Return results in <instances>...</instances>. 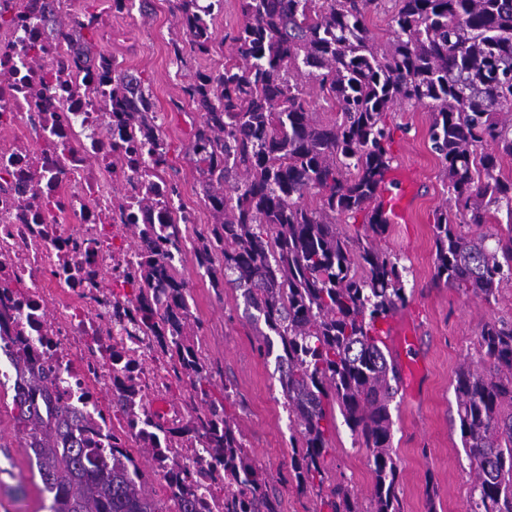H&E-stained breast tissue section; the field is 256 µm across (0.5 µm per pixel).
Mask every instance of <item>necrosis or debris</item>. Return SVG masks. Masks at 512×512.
Here are the masks:
<instances>
[{
	"instance_id": "4bbe7bcc",
	"label": "necrosis or debris",
	"mask_w": 512,
	"mask_h": 512,
	"mask_svg": "<svg viewBox=\"0 0 512 512\" xmlns=\"http://www.w3.org/2000/svg\"><path fill=\"white\" fill-rule=\"evenodd\" d=\"M68 3L0 0V361L36 340L53 400L90 415L102 444L137 448L141 432L114 399L131 384L152 410L177 381L155 339L131 322L129 278L141 255L124 232L147 190L158 201L153 220L191 224L195 213L172 195L151 145L114 143L109 84L52 28ZM193 417L173 404L176 432L164 445L199 476L213 462L185 429Z\"/></svg>"
}]
</instances>
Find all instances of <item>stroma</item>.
Returning a JSON list of instances; mask_svg holds the SVG:
<instances>
[{"mask_svg":"<svg viewBox=\"0 0 512 512\" xmlns=\"http://www.w3.org/2000/svg\"><path fill=\"white\" fill-rule=\"evenodd\" d=\"M150 17L139 11L118 16L126 41L109 50L124 58L131 72L142 75L157 120L167 133L168 166L165 175L176 185L180 199L198 212L196 224L183 230L178 269L188 283L194 320L202 327L193 338L210 369L211 392L226 396V413L241 427L245 446L263 470L270 494L281 502V512H319L315 493H303L290 475V424L279 383L275 356H260L254 330L240 291L225 285L224 271L199 268L194 253L195 232L211 222L210 210L196 183L190 160L192 133L201 116L182 89L198 71L222 68L229 53L228 37L242 22L237 0H224L211 19L214 44L210 55L176 59L169 43L180 29L173 0H150ZM393 132L391 170L410 171L412 221L388 225L379 248L397 257L405 267L406 306L394 321L415 329L411 354L426 369L418 387L399 381L390 404L392 446L399 472L401 512H464L470 494V466L456 414L453 381L459 366L479 362V333L487 320L512 322V281L503 283L495 301L483 303L435 278L434 214L448 193L441 179V161L428 141L430 111L425 106H395L387 115ZM12 394L0 389V512H46L50 496L30 481L28 449L13 430ZM330 474L354 489L361 508L370 506L374 483L371 452L344 421H337L325 458Z\"/></svg>","mask_w":512,"mask_h":512,"instance_id":"stroma-1","label":"stroma"}]
</instances>
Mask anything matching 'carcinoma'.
Wrapping results in <instances>:
<instances>
[{"label": "carcinoma", "instance_id": "1", "mask_svg": "<svg viewBox=\"0 0 512 512\" xmlns=\"http://www.w3.org/2000/svg\"><path fill=\"white\" fill-rule=\"evenodd\" d=\"M223 0H175L185 50L208 55V18ZM392 39L378 46L366 17L379 0H239L243 22L219 72L201 71L183 93L201 112L191 151L197 183L213 223L197 234L198 266L224 268L241 291L257 330L258 350L271 352L278 336L279 382L288 417L299 432L291 469L298 489L314 490L327 512H363L347 485L331 484L324 465L336 429L335 411L371 450L375 482L369 512H400L392 448L390 402L397 364L387 358L380 324L408 298L405 267L381 251L387 224L376 202L391 156L387 112L399 103L431 111L432 150L442 162L449 204L435 212L436 278L484 302L512 281V179L499 174L512 157V0H397ZM94 13L59 23L58 34L82 41L85 57L109 77L110 58L93 41ZM135 86L112 77V112L151 138L156 133L145 80ZM341 112L331 124L313 118L310 91ZM315 192L316 207L304 203ZM151 192L139 199L145 222L130 229L149 244L137 279L135 325L152 334L175 371L188 375L205 408L195 411L202 434L224 472V512H281L253 463L223 398L208 389L210 375L189 338L187 282L155 253L181 251L175 224L157 231ZM505 213L492 235L466 234ZM364 214L357 241L337 218ZM483 366H459L456 411L468 448L471 494L465 512H512V323L481 325ZM12 396L18 437L31 451L51 512H169L148 491L142 466L126 448L92 439V422L79 408L55 405L30 348L12 358ZM147 465L166 464L180 512L207 504L179 455L145 445Z\"/></svg>", "mask_w": 512, "mask_h": 512}]
</instances>
